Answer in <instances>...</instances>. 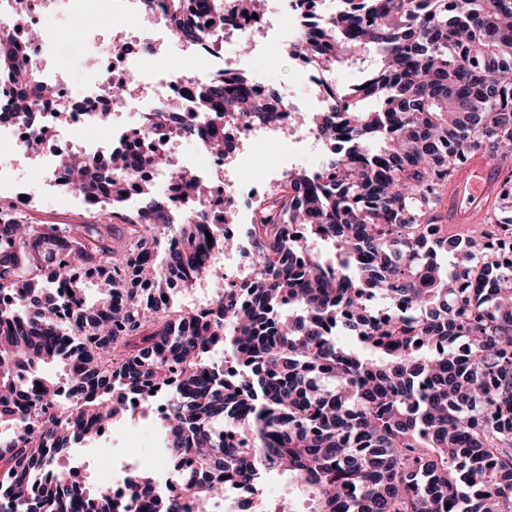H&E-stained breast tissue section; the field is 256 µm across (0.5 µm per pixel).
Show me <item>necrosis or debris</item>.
<instances>
[{"label": "necrosis or debris", "instance_id": "1", "mask_svg": "<svg viewBox=\"0 0 512 512\" xmlns=\"http://www.w3.org/2000/svg\"><path fill=\"white\" fill-rule=\"evenodd\" d=\"M132 13L149 22L148 27L131 34L133 40L141 43V51L125 47L115 54L96 43L93 36H86L83 51L91 64L80 86L70 88L64 81L66 64L60 55L64 38L60 29L51 23L45 0H32L31 10L23 17L15 10V0H0V35L14 36L29 63L36 66L41 81L55 90L53 98L33 108L38 118L37 128L44 137L42 148L33 152L25 148L20 135L29 122L14 112L21 91L9 77L0 75V151L16 149L19 156L38 166L42 182L59 184L63 177L62 165L71 156L102 157L107 141L91 138L88 132L101 128L109 118L123 115L130 99L129 87H149L148 111L155 117L168 119L177 114L191 118L192 98L201 76L223 69L226 57H238L241 42L253 45L260 40H290L299 29L295 23L287 27L271 23L265 16L250 22L234 16L225 25L219 44L202 41L178 67L166 60L155 61L153 55L160 46L177 42V31L166 20L164 0H134ZM297 134L310 142L316 139L312 129L299 122L297 106L290 102L281 106L276 120L271 123L228 119L206 128L204 134L192 141L183 139L170 128L165 138L143 141L141 151L164 159L167 165L196 170L210 188L202 208L211 221L218 224L223 220L225 207L237 205L246 195L255 201L267 197L288 175L287 168H279L271 172L259 188H250L248 182L238 176L250 148L260 141H276ZM211 135L222 136L228 143L224 155L207 150L206 140Z\"/></svg>", "mask_w": 512, "mask_h": 512}]
</instances>
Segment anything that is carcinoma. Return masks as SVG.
I'll list each match as a JSON object with an SVG mask.
<instances>
[{"label": "carcinoma", "instance_id": "obj_1", "mask_svg": "<svg viewBox=\"0 0 512 512\" xmlns=\"http://www.w3.org/2000/svg\"><path fill=\"white\" fill-rule=\"evenodd\" d=\"M297 3L291 56L329 69L377 58L366 88L313 117L328 168H295L252 203L247 281L203 311L175 300L174 283L224 277L212 253L235 242L234 211L211 224L171 210L138 179L152 160L136 152L84 157L77 179L66 166V189L108 199V220L0 223V512H203L228 480L250 512H274L262 470L311 488V512H512V0H340L326 17ZM170 9L192 43L224 29L227 9L262 15L256 0ZM0 66L24 86L17 110L54 96L8 34ZM276 98L224 71L193 106L270 123ZM478 157L504 175L480 221L450 235L444 196ZM189 173L175 191L194 200L205 185L188 191ZM52 361L56 380L39 373ZM154 391L177 483L135 468L115 494L62 465L131 401L153 411Z\"/></svg>", "mask_w": 512, "mask_h": 512}]
</instances>
